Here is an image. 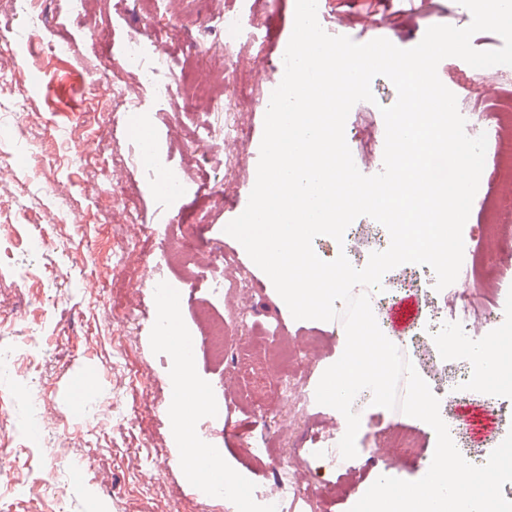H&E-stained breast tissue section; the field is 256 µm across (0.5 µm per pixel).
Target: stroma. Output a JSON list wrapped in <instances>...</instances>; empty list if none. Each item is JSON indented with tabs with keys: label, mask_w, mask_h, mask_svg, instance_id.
I'll use <instances>...</instances> for the list:
<instances>
[{
	"label": "stroma",
	"mask_w": 512,
	"mask_h": 512,
	"mask_svg": "<svg viewBox=\"0 0 512 512\" xmlns=\"http://www.w3.org/2000/svg\"><path fill=\"white\" fill-rule=\"evenodd\" d=\"M369 0H326L317 13L323 30L344 19L345 34L366 43L385 38L402 49L416 46L428 27H467L472 16L458 0H393L381 23L366 28ZM45 27L39 36L0 42V126L18 127L0 138V352L19 357L16 370L0 372V512H235L221 498L198 495L182 459L188 450L174 430L177 405L175 347L156 338L157 302L148 272L165 276L186 331L195 336L193 373L212 404L225 405L216 420L188 415L190 428L207 425L208 448L221 451L245 478L250 492L291 469L257 464L244 446L268 442L273 457L296 448L304 484L314 499L288 495L284 512H350L374 473L415 481L430 463L436 440L398 410L374 408L352 459L323 457L317 438L340 433L334 412L318 404L279 400L275 380L257 396L250 368L275 356L279 335L294 353L293 371L316 389L319 372L336 356L340 321L297 320L283 308L266 274L225 228L247 206L256 179L264 117L281 82L284 53L294 26L295 0H141L120 15L114 0H85L74 17L69 0H40ZM240 13L244 31L214 72L224 97L243 113L249 133L224 148L209 131L214 115L206 101L177 96L158 100L129 74L107 72L128 36L152 28L153 45L172 58L174 77L185 75L212 42L199 22L224 11ZM70 44L51 55L42 44ZM437 74L459 108L480 111L472 91L507 85L492 70L462 59H443ZM374 102L356 103L345 139L359 171L383 168L385 124L381 107L397 100L392 82L373 78ZM142 102L144 126L153 135L159 168L185 170L182 193L167 198L150 190L141 164L113 168L112 158L131 150V123L114 97ZM27 109L15 111L18 99ZM482 111V110H481ZM485 113V112H484ZM484 172L488 197L463 230L466 244L481 245L485 284L512 286V171L500 147L512 142V110L485 113ZM237 156L225 166L227 153ZM223 249L226 265L210 258ZM249 288L235 290V278ZM457 285L431 291L394 323L407 354H414L433 307L454 298ZM248 317L239 320V309ZM224 320L223 355L209 344L205 319ZM503 404L488 414L486 402ZM464 423L462 452L488 460L512 431V391L479 393L447 406ZM411 435L415 450L386 464L391 438Z\"/></svg>",
	"instance_id": "35a3bbf8"
}]
</instances>
